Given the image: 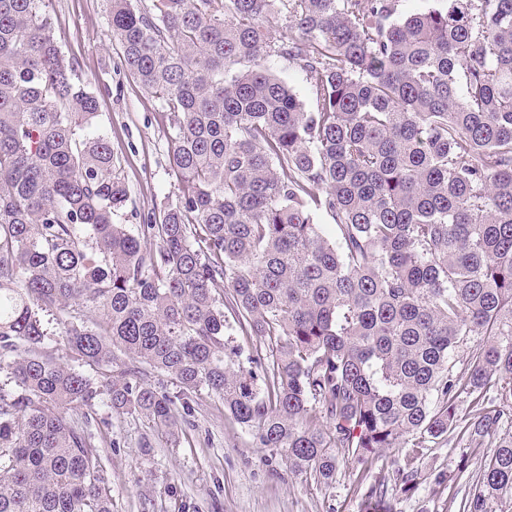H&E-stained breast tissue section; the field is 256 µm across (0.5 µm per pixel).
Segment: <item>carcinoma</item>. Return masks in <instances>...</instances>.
Wrapping results in <instances>:
<instances>
[{"label":"carcinoma","mask_w":512,"mask_h":512,"mask_svg":"<svg viewBox=\"0 0 512 512\" xmlns=\"http://www.w3.org/2000/svg\"><path fill=\"white\" fill-rule=\"evenodd\" d=\"M399 2L109 0L177 180L132 228L47 0H0V512H112L73 410L169 442L204 393L292 473L328 486L344 449L362 512H393L389 482L413 491L450 436L490 449L460 512H512V0L394 22ZM383 448L405 449L394 479ZM271 71L278 77L287 82L297 95L308 105H311L309 98L308 85L304 74L297 68L288 64L283 60H272L268 63Z\"/></svg>","instance_id":"obj_1"}]
</instances>
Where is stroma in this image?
Here are the masks:
<instances>
[{
	"label": "stroma",
	"instance_id": "obj_1",
	"mask_svg": "<svg viewBox=\"0 0 512 512\" xmlns=\"http://www.w3.org/2000/svg\"><path fill=\"white\" fill-rule=\"evenodd\" d=\"M49 12L62 51L98 99L116 170L129 189L121 221L147 223L174 197L164 114L122 67L106 0H50ZM92 431L112 481V512H360L365 487L349 458L340 457L332 485H317L289 472L284 457L256 447L213 397L179 424L172 447L152 446L142 420L107 407L97 408ZM464 456L479 471L482 455L467 440L425 449L414 461L420 485L391 495L396 512H459L461 495L440 477Z\"/></svg>",
	"mask_w": 512,
	"mask_h": 512
}]
</instances>
